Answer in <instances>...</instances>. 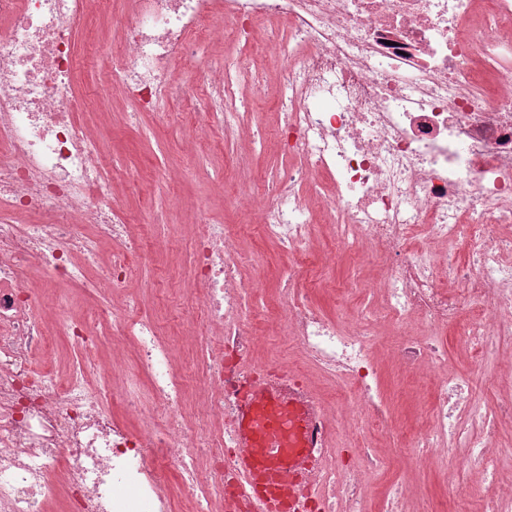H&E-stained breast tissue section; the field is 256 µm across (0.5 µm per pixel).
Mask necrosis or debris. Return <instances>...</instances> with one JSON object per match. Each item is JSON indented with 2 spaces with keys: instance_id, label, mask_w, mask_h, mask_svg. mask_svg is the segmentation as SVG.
<instances>
[{
  "instance_id": "necrosis-or-debris-1",
  "label": "necrosis or debris",
  "mask_w": 512,
  "mask_h": 512,
  "mask_svg": "<svg viewBox=\"0 0 512 512\" xmlns=\"http://www.w3.org/2000/svg\"><path fill=\"white\" fill-rule=\"evenodd\" d=\"M124 16V41L110 49L109 76L142 112L183 99L168 124L223 129L254 139L236 112L242 84L266 88L254 55L228 54L206 85L169 80L173 62L223 17L225 44L251 46L254 26L280 25L260 46L288 45L279 73L288 106L275 131L289 160L273 180L248 156L224 168L238 204L262 200L251 218L263 236L291 248L287 303L255 321L245 303L236 225L194 226L196 288L180 339L147 314L111 302L137 277L145 252L112 198L113 174L94 130L79 119L73 33L101 4ZM0 512H256L241 490L234 427L250 378L282 404L305 401L323 425L299 488L302 512H366L369 476L392 474L382 512H402L395 476L408 456L484 473L489 492L474 512H512V453L499 426L512 398L480 399L487 381L448 366L446 334L462 327L478 362L498 367L512 335V0H0ZM332 252L316 251V221ZM380 271L382 314L358 311L336 326L298 285L333 251ZM107 290L73 316L67 301L45 306L54 282ZM392 327L387 352L433 393L428 421L404 431L381 409L378 325ZM136 353L121 387L96 358L97 328ZM282 335L336 383L317 397L301 369L255 356ZM84 356L63 373L40 372L58 339ZM201 344L183 364L178 343ZM357 457L339 461L336 435ZM180 494L172 496L171 480Z\"/></svg>"
}]
</instances>
